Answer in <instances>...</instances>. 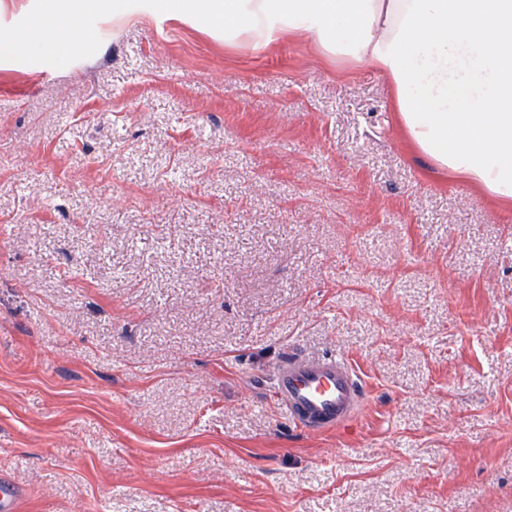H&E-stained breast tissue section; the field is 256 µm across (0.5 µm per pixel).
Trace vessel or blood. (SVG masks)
I'll use <instances>...</instances> for the list:
<instances>
[{"label": "vessel or blood", "mask_w": 512, "mask_h": 512, "mask_svg": "<svg viewBox=\"0 0 512 512\" xmlns=\"http://www.w3.org/2000/svg\"><path fill=\"white\" fill-rule=\"evenodd\" d=\"M273 385L278 407L288 420L313 432L345 425L366 400L356 366L341 353L290 351L276 363ZM24 497L20 484L0 476V512H18Z\"/></svg>", "instance_id": "vessel-or-blood-1"}]
</instances>
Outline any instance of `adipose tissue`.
<instances>
[{
  "label": "adipose tissue",
  "mask_w": 512,
  "mask_h": 512,
  "mask_svg": "<svg viewBox=\"0 0 512 512\" xmlns=\"http://www.w3.org/2000/svg\"><path fill=\"white\" fill-rule=\"evenodd\" d=\"M97 0L47 8L45 40ZM203 22L225 45L264 50L309 37L339 65L367 64L391 90L412 150L512 205V0H159Z\"/></svg>",
  "instance_id": "1"
}]
</instances>
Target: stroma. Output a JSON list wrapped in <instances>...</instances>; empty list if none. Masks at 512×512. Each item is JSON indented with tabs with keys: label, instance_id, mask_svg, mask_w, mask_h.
Here are the masks:
<instances>
[{
	"label": "stroma",
	"instance_id": "1",
	"mask_svg": "<svg viewBox=\"0 0 512 512\" xmlns=\"http://www.w3.org/2000/svg\"><path fill=\"white\" fill-rule=\"evenodd\" d=\"M0 0V475L20 512H512V207L385 78L125 0L73 48ZM291 346L368 394L311 433ZM272 376L279 409L313 432L345 425L366 400L359 371L342 353L293 350L280 357ZM25 498L24 488L9 476H0V510L16 512Z\"/></svg>",
	"mask_w": 512,
	"mask_h": 512
}]
</instances>
